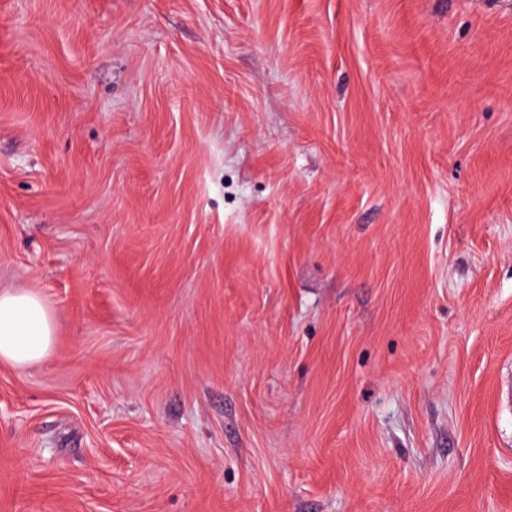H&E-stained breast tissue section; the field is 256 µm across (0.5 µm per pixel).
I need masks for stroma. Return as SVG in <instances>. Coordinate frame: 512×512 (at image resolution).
<instances>
[{
	"mask_svg": "<svg viewBox=\"0 0 512 512\" xmlns=\"http://www.w3.org/2000/svg\"><path fill=\"white\" fill-rule=\"evenodd\" d=\"M0 512H512V0H0ZM54 318L33 291H0V360L24 368L53 345Z\"/></svg>",
	"mask_w": 512,
	"mask_h": 512,
	"instance_id": "obj_1",
	"label": "stroma"
}]
</instances>
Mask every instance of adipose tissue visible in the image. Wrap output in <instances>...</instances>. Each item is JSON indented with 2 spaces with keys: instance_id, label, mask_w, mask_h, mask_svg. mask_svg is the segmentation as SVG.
<instances>
[{
  "instance_id": "ef3b65f1",
  "label": "adipose tissue",
  "mask_w": 512,
  "mask_h": 512,
  "mask_svg": "<svg viewBox=\"0 0 512 512\" xmlns=\"http://www.w3.org/2000/svg\"><path fill=\"white\" fill-rule=\"evenodd\" d=\"M54 337V318L38 293L0 291V360L19 368L38 362Z\"/></svg>"
}]
</instances>
